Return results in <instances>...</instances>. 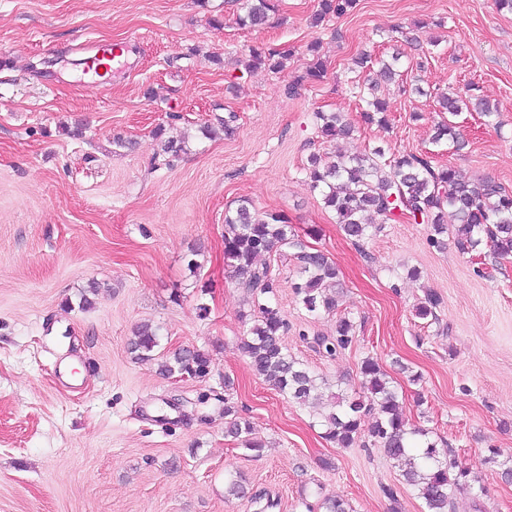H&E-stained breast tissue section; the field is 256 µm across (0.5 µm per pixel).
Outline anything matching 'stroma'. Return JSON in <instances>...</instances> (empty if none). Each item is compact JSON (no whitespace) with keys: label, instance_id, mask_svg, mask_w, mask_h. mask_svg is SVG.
Masks as SVG:
<instances>
[{"label":"stroma","instance_id":"stroma-1","mask_svg":"<svg viewBox=\"0 0 512 512\" xmlns=\"http://www.w3.org/2000/svg\"><path fill=\"white\" fill-rule=\"evenodd\" d=\"M242 2L0 0V512H309L333 496L354 512H422L383 448L326 440L318 409L274 390L240 351L251 322L224 259V212L244 198L284 213L339 270L335 310L313 317L292 290V250L270 257L290 353L350 393L363 390L361 361L377 359L407 425L481 476L484 492L454 512H512V483L484 462L492 448L512 455V260L461 253L450 234L433 247L429 225L401 214L373 216L376 234L354 244L306 172L310 154L388 144L512 189V13L495 0H358L315 26L318 0H279L249 28ZM416 21L410 46L401 31ZM79 42L123 46L102 88L87 85ZM250 46L291 55L281 71H250ZM397 50L389 126L361 123L375 69L352 60ZM317 56L325 79L287 94ZM469 91L497 106L496 124L464 111L465 148L433 143L437 93ZM320 111L345 113L353 133L323 140ZM168 139L183 142L179 157L162 153ZM430 292L442 299L433 321L415 315ZM342 317L355 340L327 355L313 338ZM143 323L162 349L207 353L209 374L165 378L134 360ZM228 400L260 453L225 436ZM230 471L246 497L225 498Z\"/></svg>","mask_w":512,"mask_h":512}]
</instances>
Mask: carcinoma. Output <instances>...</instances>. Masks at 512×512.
Here are the masks:
<instances>
[{
    "mask_svg": "<svg viewBox=\"0 0 512 512\" xmlns=\"http://www.w3.org/2000/svg\"><path fill=\"white\" fill-rule=\"evenodd\" d=\"M355 6L356 0H319L312 24L319 25L330 14L345 15ZM277 7L276 0H245L238 24L262 26ZM288 56L286 50L252 47L247 68L263 66L278 70ZM397 63L396 57L378 61L380 79L396 81ZM325 75L326 68L318 59L288 85V94H294L302 84L322 81ZM377 88L376 84L371 86L361 117L367 124L384 127L388 124L387 105L376 95ZM438 103L446 117L435 124L433 141L446 140L457 151L464 148L465 142L460 140L451 117L465 109L481 112L486 117L496 112L482 99H464L458 95L443 94ZM318 119L319 133L324 139L334 140L351 130V124L339 112H320ZM307 174L310 187L319 192L345 237L354 243L371 235L373 225L369 224L368 216L387 218L399 209L430 225V242L438 248L443 246L440 236L448 232L451 217L457 224L456 245L460 252L473 253L484 244L498 258H512V190L500 183L469 182L453 167L433 164L432 157L426 153L389 155L381 146L366 154L338 156L330 162L313 154L308 159ZM284 248L296 250L300 281L293 288L306 311L313 315L334 311L336 299L329 289L336 287L335 263L324 252L289 234V225L282 214L272 210L259 212L247 200L224 212V260L231 267L236 286L250 298V312L254 317L249 334L240 339V349L260 378L280 393L306 404L322 398L325 382L288 352L284 344L288 323L275 303L278 280L270 267L257 264L260 255ZM440 304L441 297L429 293L425 302L415 308V315L422 320L434 319ZM354 340L353 323L346 317L337 320L335 336L314 337L318 348L330 356L347 349ZM159 345L158 331L149 324L138 326L130 340L131 353L138 361L154 359ZM159 358V371L165 377L186 375L191 366L198 370L200 377L209 372L208 355L195 348L169 351ZM359 370L364 378L363 393L332 394L331 410L322 416L326 438L343 447L349 446L365 430L362 428L365 415L373 414V422L365 430L368 438L384 448L391 459L404 464L401 476L417 490L426 512H448L457 495L472 490L477 477L448 453V449L429 440L427 430L407 426L400 413L399 393L378 361L367 357L361 361ZM224 433L240 441L247 450L258 452L262 448V444L249 438V421L227 398L224 399ZM484 462L497 468L501 477L512 479V458L501 457L498 449H489Z\"/></svg>",
    "mask_w": 512,
    "mask_h": 512,
    "instance_id": "cac0c4a2",
    "label": "carcinoma"
}]
</instances>
